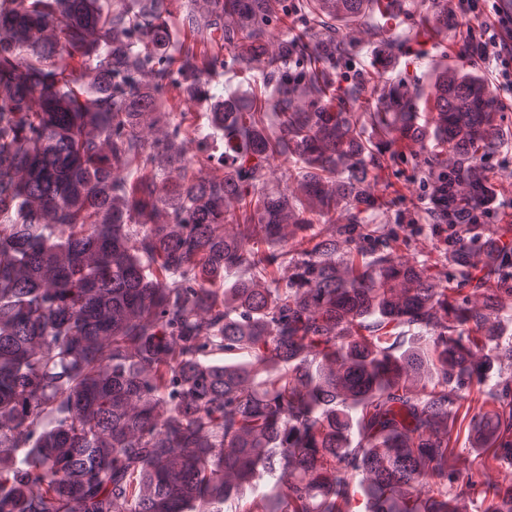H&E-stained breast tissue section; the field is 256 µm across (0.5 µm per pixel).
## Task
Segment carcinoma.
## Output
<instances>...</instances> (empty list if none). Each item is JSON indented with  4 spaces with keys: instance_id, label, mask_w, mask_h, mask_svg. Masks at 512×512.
<instances>
[{
    "instance_id": "obj_1",
    "label": "carcinoma",
    "mask_w": 512,
    "mask_h": 512,
    "mask_svg": "<svg viewBox=\"0 0 512 512\" xmlns=\"http://www.w3.org/2000/svg\"><path fill=\"white\" fill-rule=\"evenodd\" d=\"M410 7L0 0V512H512L479 479L512 461V245L481 251L512 127L471 57L390 72ZM422 223L446 281L391 248ZM381 181L379 186L385 188V184L389 183L391 187L388 191L393 192V195H403L406 198H416L419 193L418 183H414L413 180L407 176H393L391 173L387 175V171L380 173Z\"/></svg>"
}]
</instances>
